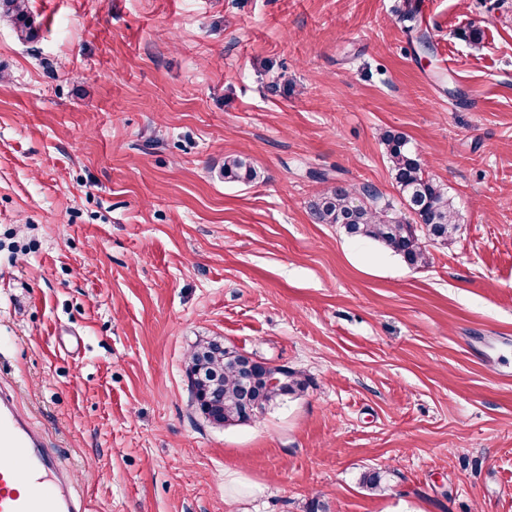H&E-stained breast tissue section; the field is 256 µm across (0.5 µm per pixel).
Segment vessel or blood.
I'll return each mask as SVG.
<instances>
[{"mask_svg":"<svg viewBox=\"0 0 512 512\" xmlns=\"http://www.w3.org/2000/svg\"><path fill=\"white\" fill-rule=\"evenodd\" d=\"M0 446L12 463L0 466V512H86L79 486L54 454L46 435L0 390Z\"/></svg>","mask_w":512,"mask_h":512,"instance_id":"obj_1","label":"vessel or blood"}]
</instances>
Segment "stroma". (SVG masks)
I'll use <instances>...</instances> for the list:
<instances>
[{
  "label": "stroma",
  "mask_w": 512,
  "mask_h": 512,
  "mask_svg": "<svg viewBox=\"0 0 512 512\" xmlns=\"http://www.w3.org/2000/svg\"><path fill=\"white\" fill-rule=\"evenodd\" d=\"M397 3L30 0V42L0 19V388L88 512H512V0H414L409 27ZM393 129L459 214L423 268L308 209L335 183L399 203ZM236 154L256 182L225 181ZM208 337L308 390L209 423Z\"/></svg>",
  "instance_id": "1"
}]
</instances>
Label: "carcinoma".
<instances>
[{"label": "carcinoma", "mask_w": 512, "mask_h": 512, "mask_svg": "<svg viewBox=\"0 0 512 512\" xmlns=\"http://www.w3.org/2000/svg\"><path fill=\"white\" fill-rule=\"evenodd\" d=\"M0 15L13 21L18 36L31 41L38 36L29 11V0H0ZM392 179L402 195V209L382 199L378 192L364 187L333 185L309 204L316 224H336L354 238L372 240L412 267L431 262L427 243L445 242L458 228V218L448 192L425 174L420 153L408 138L387 131L382 136ZM259 172L247 158L224 160V180L251 183ZM190 362L199 367L197 376L189 378L193 398L208 406L209 414L224 418V424L244 423L264 414L279 399L304 392L309 379L284 365L265 364L255 390L260 399L255 414L243 412L242 388L233 366L224 361L223 343L210 341L198 345Z\"/></svg>", "instance_id": "carcinoma-1"}]
</instances>
